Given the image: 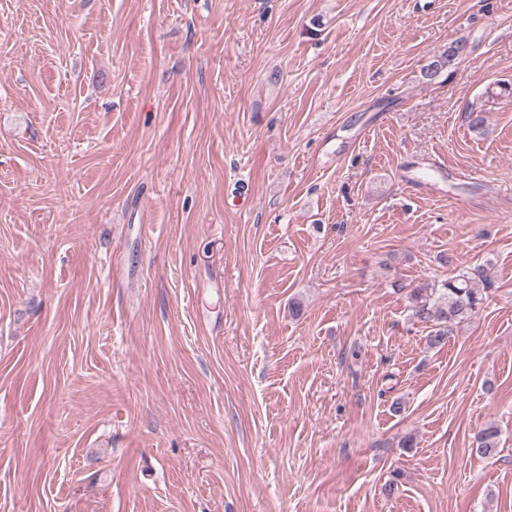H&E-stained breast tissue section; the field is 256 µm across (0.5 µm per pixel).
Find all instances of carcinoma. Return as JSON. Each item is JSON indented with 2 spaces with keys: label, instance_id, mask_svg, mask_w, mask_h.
<instances>
[{
  "label": "carcinoma",
  "instance_id": "cac0c4a2",
  "mask_svg": "<svg viewBox=\"0 0 512 512\" xmlns=\"http://www.w3.org/2000/svg\"><path fill=\"white\" fill-rule=\"evenodd\" d=\"M465 57L459 52L458 42L453 41L440 55L433 57L423 68V76L434 81L450 71ZM482 272H461L432 285L413 288L409 292L410 311L413 319L431 325L428 344L441 346L448 341L449 325L470 317L483 304L484 289L475 287V278ZM500 442V430L494 423L484 426L474 437L472 452L486 456Z\"/></svg>",
  "mask_w": 512,
  "mask_h": 512
}]
</instances>
